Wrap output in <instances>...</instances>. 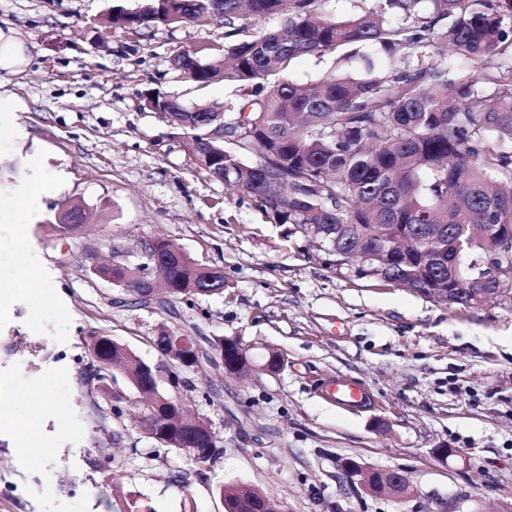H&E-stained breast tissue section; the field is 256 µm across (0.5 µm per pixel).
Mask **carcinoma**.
<instances>
[{"instance_id": "cac0c4a2", "label": "carcinoma", "mask_w": 512, "mask_h": 512, "mask_svg": "<svg viewBox=\"0 0 512 512\" xmlns=\"http://www.w3.org/2000/svg\"><path fill=\"white\" fill-rule=\"evenodd\" d=\"M112 24L191 23L216 20L242 35L244 19L277 17L271 28H254L224 46L184 50L173 69L198 87L219 79L238 84L241 100L194 108L149 92L146 107L165 113L208 176L254 197L276 224H302L367 265L380 256L384 279L424 296L449 280L477 288L492 269L502 288H512V246L479 235L459 258L448 247L438 268L420 253L396 252L390 239L415 237L442 224L451 243L473 226L512 225V0H380L363 14L337 21L319 14L315 0H142L140 14L110 10ZM378 45L403 54V62L381 77L331 75L309 86L288 79L302 56H331L342 46ZM445 44L476 70L467 76L445 62L408 64ZM497 62L495 71L483 65ZM494 89H486V85ZM220 124L245 128L235 141L200 149L204 135ZM257 157L253 163L246 161ZM171 244L157 240L145 253L161 260L164 282L153 297L195 307L197 299L224 294V275L210 267L164 260ZM93 332L102 358L135 356L104 344ZM192 369L170 372L171 398L161 395L160 421L170 424L196 387ZM112 368L90 361L83 381L109 385Z\"/></svg>"}]
</instances>
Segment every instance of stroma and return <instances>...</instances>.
<instances>
[{
    "instance_id": "obj_1",
    "label": "stroma",
    "mask_w": 512,
    "mask_h": 512,
    "mask_svg": "<svg viewBox=\"0 0 512 512\" xmlns=\"http://www.w3.org/2000/svg\"><path fill=\"white\" fill-rule=\"evenodd\" d=\"M115 5L138 0H0V29L32 48L21 76L0 79V99L14 105L0 112V512H224L223 484L290 512H505L512 290L451 306L365 275L304 226L274 223L254 198L205 177L144 95L190 107L234 99L235 83L199 88L171 66L177 52L222 45L223 23L105 29ZM334 70L366 75L357 57L304 56L289 77L308 84ZM25 182L39 193L20 196ZM76 204L86 228L61 232L55 215ZM158 236L223 268V294L165 313L94 273ZM32 273L42 288H25ZM163 329L236 337L254 356L270 347L285 359L274 375L240 378L207 361L192 373V409L223 439L202 478L144 433V400L124 374L112 379L121 413L106 420L82 379L91 332L153 366L150 339ZM341 376L363 382L371 405L326 400L320 384ZM349 459L400 472L410 496L347 482Z\"/></svg>"
}]
</instances>
